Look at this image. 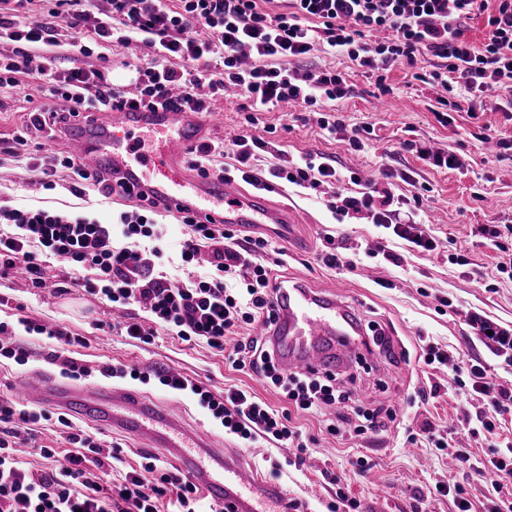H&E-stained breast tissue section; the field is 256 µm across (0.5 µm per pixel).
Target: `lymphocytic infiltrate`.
<instances>
[{"instance_id": "obj_1", "label": "lymphocytic infiltrate", "mask_w": 512, "mask_h": 512, "mask_svg": "<svg viewBox=\"0 0 512 512\" xmlns=\"http://www.w3.org/2000/svg\"><path fill=\"white\" fill-rule=\"evenodd\" d=\"M99 12L89 0H0V41L10 44L0 54V88L17 87L22 76L37 75L48 100L31 112L28 130L59 131L77 113L111 112L127 105L166 106L179 102L188 109L208 111L209 102L233 87L252 100L256 109L248 124H257L258 111L285 103L320 107L346 97V77L327 69L298 74L295 60L323 47L342 53L359 68L385 76L395 64L416 66L432 56L437 60L430 83L444 89L459 86L470 104L497 91L512 94V0H108ZM485 17L481 42L468 35L469 22ZM383 40H371L373 32ZM137 46L146 51L136 65L134 89L114 83L108 70L79 66L60 68L61 51L87 56L96 44ZM221 66H212V59ZM26 133L15 136L1 152L24 163L43 188H56L60 171L72 176L70 192L94 188L109 198L113 190L98 173L73 157L28 153ZM271 144L250 132L237 134L230 144L204 140L191 154L189 166L202 176L227 178L217 160L231 152L245 183L257 189L277 178L324 193L332 189L327 207L337 223L367 218L420 252L435 251L436 239L418 228L400 209L390 188L362 192L340 189V175L328 158L306 154L299 160L262 170L261 153ZM159 210L138 203L105 219L43 207H2L0 279L23 273L29 287L46 285V263L56 259L72 271L74 286L99 304L127 310L138 307L148 321L128 312L116 323L127 339L149 344L158 331L184 341L206 343L223 350L224 339L256 323L273 325L281 281L261 260L266 238H241L221 224H188L180 244L183 264L199 266L208 255L207 275L173 283L165 263V243L157 230ZM466 323L487 349L488 358H464L452 346L429 343L421 348L425 365L447 367L466 399L477 402L460 425L471 437L496 436L502 414L512 406V387L497 382V371L512 370V321L484 312L467 313ZM57 342L49 358L69 378L89 375L88 367L66 356L76 337L64 327L28 317L0 321V356L26 364L28 353L16 342L18 331ZM232 365L265 380L287 401L277 409L252 392L228 388L215 392L181 372L165 368H132L109 364L106 378L131 379L143 384L157 380L169 393L185 395L214 421L225 435L249 448L265 442L273 448L295 449V465H303L311 441L299 418H318L320 429L339 435L329 408L346 403L350 393L336 385L330 371L283 372L264 335L239 337ZM48 412L24 407L0 395V512H159L158 502L174 498V512H197L198 487L186 477L159 469L156 457L127 471L118 484L105 486L103 445L89 431L73 426L66 414L58 424L67 429L75 450L62 467L40 476L18 467L14 458L22 428L49 420ZM478 475L494 474L488 485V512H502L505 482L512 479V447L504 446L477 468Z\"/></svg>"}]
</instances>
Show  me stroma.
Returning <instances> with one entry per match:
<instances>
[{"label": "stroma", "instance_id": "stroma-1", "mask_svg": "<svg viewBox=\"0 0 512 512\" xmlns=\"http://www.w3.org/2000/svg\"><path fill=\"white\" fill-rule=\"evenodd\" d=\"M333 69L345 74L351 93L344 99L326 104L335 113L344 130L373 128L374 133L362 150H354L343 141L341 133L322 130L318 116L304 108L290 112L270 109L258 113V136L268 137L273 152L262 154L260 165L271 168L284 160L296 159L308 152H318L334 162L342 176L357 175L362 184H392L395 194L408 198V208L426 223L438 240L437 251L418 252L405 244H395L399 265L370 261L372 280L360 278L323 266L318 255L325 237L357 252L364 245L376 244L383 230L358 219L340 224L333 219L322 199L306 189L271 179L269 199L293 209L297 222L292 242L274 238L265 262L274 264L279 275L296 281L307 289L322 281L338 283L337 295L351 308L362 325L388 336L393 355L385 357L372 351L365 359L339 362L338 385L352 392L354 399L371 409L393 410L413 418L415 424L430 422L436 429H448L449 423L463 411L466 400L448 380L446 367H428L418 362L420 340L451 345L463 355H486V348L471 335L464 323L467 310H482L504 321H512V282L494 278L498 254L486 245L479 231L483 225L512 222V147L487 150L483 137L487 130L512 139V120L503 111L484 109L477 118L467 112H449L447 123H439L435 111L438 89L413 79L411 69L396 65L389 72L388 92L378 90L374 76L365 74L344 56L314 51L297 62L298 72L312 68ZM40 82L28 78L23 91L0 89V141H9L29 120L33 104L41 103ZM249 100L228 93L210 104V122L205 135L215 140H231L246 125L252 113ZM414 141L441 148L466 162L463 171L440 169L420 159L416 152L404 150L403 142ZM58 188L46 190L34 182L16 161L0 159V201L111 217L114 205L98 192L85 190L75 195L68 191L66 174H58ZM286 258H279L278 249ZM466 254L467 265H456L459 254ZM65 269L50 270L46 287H28L22 277L0 280V321H15L18 315L42 323H54L81 337L80 345L71 347L70 357L90 369L104 364H158L175 368L203 382L211 390L242 387L275 407L284 401L259 377L234 369L224 353L206 344L185 342L167 333H159L152 343L143 344L118 334L101 335L96 321L122 319L123 312L95 303L82 291L60 293L66 285ZM448 306H441V299ZM19 343L28 352L25 365L0 357V393L14 394L16 381L34 371L58 375L57 366L45 356L53 344L43 336L21 334ZM437 387L434 398L415 403L420 389ZM155 401L175 402L183 423L211 436L222 448L235 447L220 425L212 422L189 397L172 399L158 384L146 385ZM331 418L342 423L345 435L336 438L319 430L316 418H302L304 429L315 437L301 468L289 467V452L269 448L265 443L241 450L246 466L261 475H269L281 466V482L290 498L301 502L300 512H325L336 499V488L323 481L329 470L340 476L351 493L361 502L360 512H413L416 496H423L425 512H456L452 497L434 494L436 484L450 482L460 486L472 504V512H483L486 489L473 468L455 459L437 454L435 449L418 442L407 443L404 425L390 424L386 433L376 437L353 435L351 409L336 407ZM55 448L60 454L70 450L61 428L54 422H41L32 431L21 432L17 456L22 468L41 472L48 464L38 454V446ZM355 455L371 458L372 468L362 474L353 472L349 460Z\"/></svg>", "mask_w": 512, "mask_h": 512}]
</instances>
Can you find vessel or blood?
Segmentation results:
<instances>
[{"instance_id": "obj_1", "label": "vessel or blood", "mask_w": 512, "mask_h": 512, "mask_svg": "<svg viewBox=\"0 0 512 512\" xmlns=\"http://www.w3.org/2000/svg\"><path fill=\"white\" fill-rule=\"evenodd\" d=\"M205 126L201 113L185 108L126 107L105 124L85 125L70 149L87 170L107 177L114 190L145 194L169 216L197 224L257 225L288 236L287 216L261 194H245L231 181L186 171V159L200 144ZM144 127L162 134L163 141L153 157L140 160L123 142ZM347 312L328 294L287 293L270 332L283 371L326 369L333 349L342 357L355 353L354 342L336 339ZM19 390L43 406L125 432L143 447L166 449L227 512H288L282 485L252 475L233 451L211 447L206 434L187 429L170 409L141 393L97 382L79 385L45 373L23 378Z\"/></svg>"}]
</instances>
